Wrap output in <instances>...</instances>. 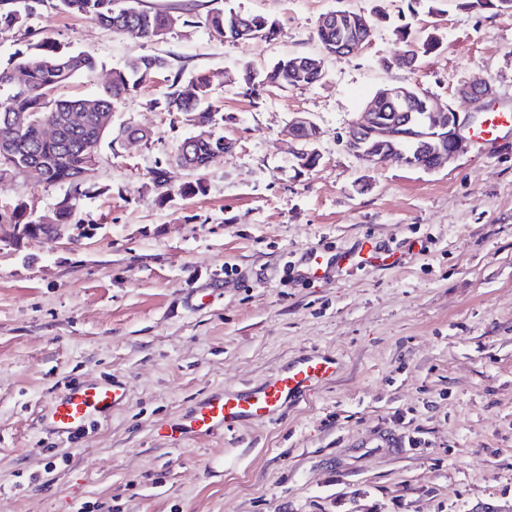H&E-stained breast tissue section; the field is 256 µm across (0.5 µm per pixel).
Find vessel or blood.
Here are the masks:
<instances>
[{"instance_id": "obj_1", "label": "vessel or blood", "mask_w": 512, "mask_h": 512, "mask_svg": "<svg viewBox=\"0 0 512 512\" xmlns=\"http://www.w3.org/2000/svg\"><path fill=\"white\" fill-rule=\"evenodd\" d=\"M509 135L512 109L507 107L485 113L469 131L472 141L489 150ZM339 369V361L333 355L308 354L291 361L261 384L208 394L196 401L178 423H158L157 431L170 445L180 446L200 435H214L244 423L274 420L284 406L300 401L335 379ZM125 400L126 389L119 379L82 381L52 396L42 409L41 418L51 434L75 443L89 422L110 415Z\"/></svg>"}]
</instances>
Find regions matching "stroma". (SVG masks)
<instances>
[{
    "instance_id": "35a3bbf8",
    "label": "stroma",
    "mask_w": 512,
    "mask_h": 512,
    "mask_svg": "<svg viewBox=\"0 0 512 512\" xmlns=\"http://www.w3.org/2000/svg\"><path fill=\"white\" fill-rule=\"evenodd\" d=\"M182 16L163 39L115 34L45 4L0 33V69L30 44L94 56L93 75L62 88L89 97L144 55L185 75L216 76L218 131L232 147L202 177L204 194L163 201L156 167L194 135L186 116L147 110V80L115 106L112 128L152 129L149 144L102 146L96 195L79 217L94 234L0 241V512H512V141L467 148L440 170L366 164L345 146L364 102L388 85L459 112L468 84L490 81L512 106V13L427 12L410 0H142ZM275 21V40L230 42L198 22L215 7ZM380 10L370 42L324 61L311 86L249 91L278 59L320 52L324 14ZM408 38L400 40L396 29ZM434 32L442 45L412 69L384 58ZM318 128L319 162L302 168L284 131ZM65 186L0 181V205L38 213ZM373 241L400 264L299 274L307 253ZM219 287L192 311L195 289ZM313 351L336 355V379L272 423L181 447L161 441L212 389L258 384ZM115 375L125 404L76 444L46 434L38 411L75 378ZM408 436L381 448L379 435Z\"/></svg>"
}]
</instances>
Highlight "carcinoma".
Returning a JSON list of instances; mask_svg holds the SVG:
<instances>
[{
    "label": "carcinoma",
    "mask_w": 512,
    "mask_h": 512,
    "mask_svg": "<svg viewBox=\"0 0 512 512\" xmlns=\"http://www.w3.org/2000/svg\"><path fill=\"white\" fill-rule=\"evenodd\" d=\"M30 0H0V32L22 27L31 14ZM62 10L71 14L90 17L100 26L115 33L134 35L155 40L172 29L175 15L161 10L140 6V0H57ZM495 5L497 13H512V0H458L463 9L484 10ZM246 20L257 26L255 34L244 36L242 40L272 41L278 35L273 22L263 27L258 23L264 17L243 14L233 9L214 8L200 24L214 36L231 38L235 24ZM349 34V27L318 26L317 38L322 48L336 43ZM298 56L293 55L275 62L265 75V80L282 87L312 85L322 80L324 67L321 65H298ZM96 60L85 52L63 50L44 42L34 45L33 50L24 55L14 69L0 70V117L7 114L26 116L24 126L14 132L0 131V138L11 149L9 162L0 168V177L8 174L36 184H61L70 188L73 194L87 197L93 193V184L86 175L91 165L97 162L100 148L106 136L95 121L93 114L110 112L115 104L134 95L146 79L168 70V63L161 56L146 55L123 69L112 70V78L103 90L93 97H59L56 91L70 79L81 75H91L96 70ZM24 76V87L14 82L15 74ZM167 89L160 97L149 102L150 110L165 112H197L208 120H213L212 98L213 77L198 74L190 79L196 88L195 95L187 96L181 89L182 72L167 75ZM83 111L88 114L79 126L63 123L69 112ZM55 122L62 125L57 140L43 137V125ZM224 136L214 135L213 141L198 144L192 148L193 161L199 168L198 178L180 184L175 193L186 197L205 192L200 178L206 169L205 161L216 152H224ZM29 205L22 201L13 209H0V225L21 224L24 237H34L44 233L42 225L61 224L66 220L68 207L60 206L51 215L32 217L27 212Z\"/></svg>",
    "instance_id": "carcinoma-1"
}]
</instances>
